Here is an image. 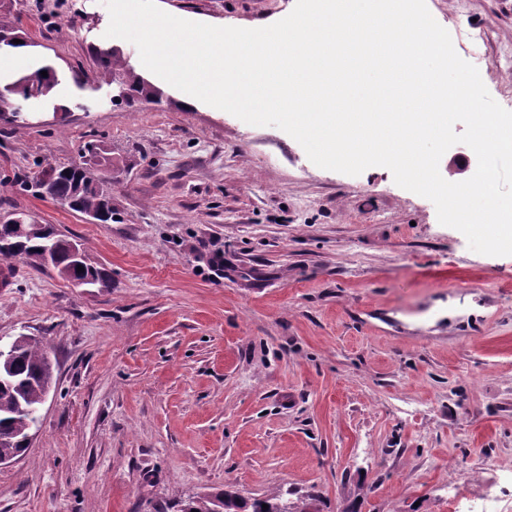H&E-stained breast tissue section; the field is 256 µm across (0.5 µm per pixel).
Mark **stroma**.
<instances>
[{
    "label": "stroma",
    "mask_w": 512,
    "mask_h": 512,
    "mask_svg": "<svg viewBox=\"0 0 512 512\" xmlns=\"http://www.w3.org/2000/svg\"><path fill=\"white\" fill-rule=\"evenodd\" d=\"M260 28L296 0H156ZM499 104L512 84V0H426ZM60 105L0 121V216L28 214L84 248L111 288L13 261L0 336L45 339L55 383L26 452L0 465V512H179L230 490L308 512H458L512 469V255L469 249L381 166L314 165L273 126L205 103L113 99L94 49L105 0H12ZM114 159L112 210L29 183L85 143Z\"/></svg>",
    "instance_id": "35a3bbf8"
}]
</instances>
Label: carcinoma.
<instances>
[{"mask_svg": "<svg viewBox=\"0 0 512 512\" xmlns=\"http://www.w3.org/2000/svg\"><path fill=\"white\" fill-rule=\"evenodd\" d=\"M26 40L24 33L17 29L7 16L0 15V51L17 47L13 40ZM96 61L103 74L109 78H122L128 89L125 101L132 103L141 98H156L158 91L143 79L110 49H94ZM47 76H41V72ZM36 79L31 75L21 76L13 81L21 86V94L33 101L48 100L58 84L55 70L44 65L36 70ZM53 200L62 206L85 215H98L107 211L104 223L112 222V210L106 204L112 201V186L101 183L90 169L74 166L53 169ZM15 240L23 242L22 259L36 267L44 266L43 252L49 242L46 235L26 223L23 231L16 233ZM53 384V368L45 347L34 339L23 342L17 359L12 364L7 380L0 382V460L14 459L27 450L25 438L39 423V412L44 403L47 388ZM268 509H262V504ZM251 508V512H307L286 499L272 501L256 500L246 504L235 493L224 490L196 495L182 504L181 512H238Z\"/></svg>", "mask_w": 512, "mask_h": 512, "instance_id": "carcinoma-1", "label": "carcinoma"}]
</instances>
